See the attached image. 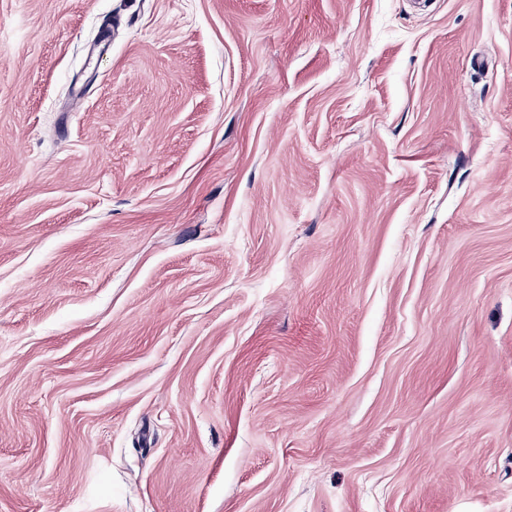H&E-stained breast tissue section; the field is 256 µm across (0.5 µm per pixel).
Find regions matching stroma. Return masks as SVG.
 <instances>
[{"instance_id":"35a3bbf8","label":"stroma","mask_w":512,"mask_h":512,"mask_svg":"<svg viewBox=\"0 0 512 512\" xmlns=\"http://www.w3.org/2000/svg\"><path fill=\"white\" fill-rule=\"evenodd\" d=\"M0 512H512V0H0Z\"/></svg>"}]
</instances>
